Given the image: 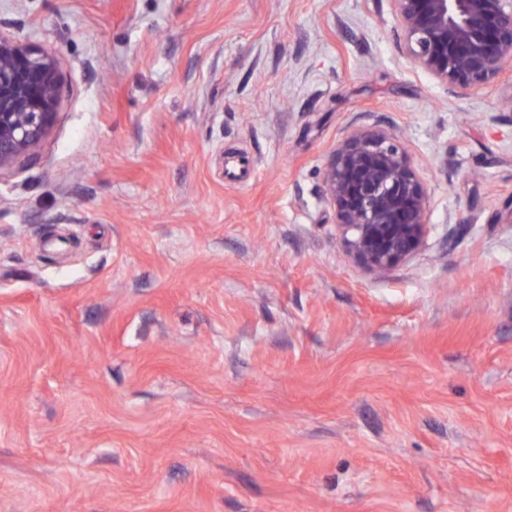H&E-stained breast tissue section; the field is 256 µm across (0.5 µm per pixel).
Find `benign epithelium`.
<instances>
[{"label": "benign epithelium", "instance_id": "benign-epithelium-1", "mask_svg": "<svg viewBox=\"0 0 512 512\" xmlns=\"http://www.w3.org/2000/svg\"><path fill=\"white\" fill-rule=\"evenodd\" d=\"M397 45L451 96L512 71V0H391ZM61 98L55 60L0 36V178L14 173L50 129ZM324 183L346 245L383 274L414 254L429 224L419 168L387 129L357 130L330 152Z\"/></svg>", "mask_w": 512, "mask_h": 512}]
</instances>
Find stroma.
<instances>
[{
    "mask_svg": "<svg viewBox=\"0 0 512 512\" xmlns=\"http://www.w3.org/2000/svg\"><path fill=\"white\" fill-rule=\"evenodd\" d=\"M391 0H0L52 127L0 179V512H512V72L449 97ZM395 131L376 275L324 167ZM324 183L346 245L368 271L383 274L414 254L429 224L419 168L398 136L384 128L357 130L330 152Z\"/></svg>",
    "mask_w": 512,
    "mask_h": 512,
    "instance_id": "35a3bbf8",
    "label": "stroma"
}]
</instances>
